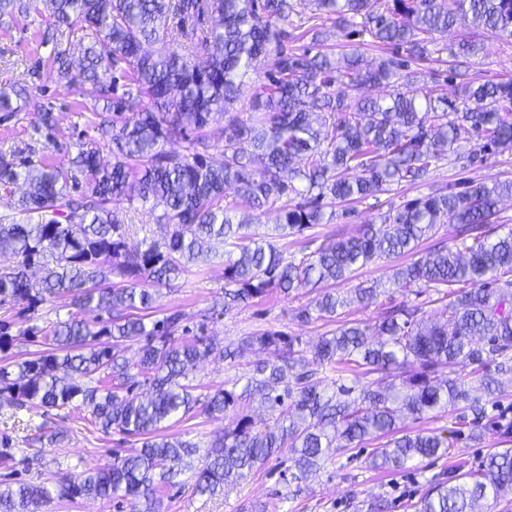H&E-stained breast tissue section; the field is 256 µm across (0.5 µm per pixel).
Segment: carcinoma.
Listing matches in <instances>:
<instances>
[{"label":"carcinoma","mask_w":512,"mask_h":512,"mask_svg":"<svg viewBox=\"0 0 512 512\" xmlns=\"http://www.w3.org/2000/svg\"><path fill=\"white\" fill-rule=\"evenodd\" d=\"M32 11L45 23L47 43L59 33H80L71 47L55 42L50 78L106 101L97 131L110 154L85 137L67 162L46 163L36 144L55 118L45 110L30 142L12 151L19 162L0 155V190L25 186L17 212L0 215V254L15 259L0 269V306L33 310L67 298L83 313L53 324L49 350L0 361V410L81 405L97 429L142 442L105 471L0 489V512L80 497H121L155 512L188 459L199 463L195 491L212 496L283 448L296 483L364 442H380L369 458L374 469L448 453L440 433H400L405 414H449L470 439L484 434L487 407L503 397L500 377L512 375V228L495 237L479 228L512 199V180L437 188L390 209L381 224H365L298 260L235 221V212L275 209L274 231L298 235L332 222L338 207L346 215L349 203L426 184L461 142L478 146L473 160L512 151V80L467 73L466 59L481 50L478 40L448 50L433 39L459 25L512 42V0H0V18ZM327 20L347 37H368L366 45L385 54L368 63L356 48L336 59L286 46L303 27L319 36ZM435 53L448 54L450 78L461 86L457 100L426 84L410 88L409 64ZM258 70L264 81L244 117L234 104L243 77ZM38 77L36 68L1 87L0 112L27 103ZM381 84L393 87L384 98L360 94ZM215 112L224 114V126H210ZM173 141L183 150L165 149ZM215 148L224 156L218 165L208 160ZM123 202L132 214L147 205L161 209L155 221L169 227V236L132 240L118 209ZM447 223L456 225L453 245L436 243L393 272L398 290L438 294L430 322L419 306L403 304L374 325L342 323L309 350L297 336L261 330L231 351L202 333L176 337L190 332L179 310L149 324L136 316L153 308L160 286L207 257L213 240L231 247L224 260L227 311L414 253ZM33 266L44 272L38 282L27 273ZM113 277L122 284L105 286ZM379 293L376 282L350 297L325 291L297 317L334 319ZM137 339L142 345L129 358L128 342ZM245 351H272L276 360L256 363L239 394H195L190 375L202 360ZM324 368L336 373L330 390L322 386ZM256 397L272 414L263 430L243 407ZM198 407L233 416L202 456L195 443L163 434L167 422ZM39 430L19 460L12 438L0 436V466L39 467L36 444L63 439L45 424ZM508 494L512 448L478 470L430 484L417 507L475 512L479 501Z\"/></svg>","instance_id":"1"}]
</instances>
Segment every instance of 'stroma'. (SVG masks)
<instances>
[{"mask_svg":"<svg viewBox=\"0 0 512 512\" xmlns=\"http://www.w3.org/2000/svg\"><path fill=\"white\" fill-rule=\"evenodd\" d=\"M51 51V45L41 41L37 16L0 19V86L33 66L48 69ZM467 69L481 79L512 78V47L496 37H485L483 50L468 59ZM43 83L44 91L34 92L21 111L9 115L0 112V152L11 153L27 139L39 112L49 108L56 122L44 153L49 161L64 162L74 154L79 138L94 135L96 104L51 78H44ZM471 150V144H459L457 156L449 158L444 168L433 173L430 185L402 186L395 195L367 199L354 204L348 217L316 225L300 235L277 239L276 244L285 257L298 258L309 243L320 245L336 235L355 233L361 225L379 223L390 203L399 204L428 193L430 186L454 185L464 180L490 184L512 179V152L488 154L471 165H463L462 156ZM225 251L224 244H215L207 261L192 267L171 286L160 288L157 307L151 310L150 319L160 318L168 310L182 311L190 329L205 326L207 336L230 347L237 346L239 339L251 332L267 329L300 337L308 348L333 330L334 324L330 322L303 323L297 319V311L317 296L316 291L308 288L288 295L275 293L256 298L222 312ZM393 269V261L382 259L337 282L336 292L345 297L351 296L354 288L365 281L387 286L386 293L368 306L344 308L339 320L373 323L387 308L404 303L419 306L423 318L431 319L436 308L433 292L415 294L389 288L387 282ZM74 312V306L64 298L41 305L33 312L20 306L7 311L0 309V320L12 325L11 332L17 337L15 351L34 353L44 350L43 339H21V331L31 325L50 328L53 322L67 319ZM273 358V353L267 351L248 352L232 360L212 356L199 364L193 383L201 394L218 388L238 391L255 361ZM90 418V413L80 407L66 410L32 407L14 414L0 412V435L11 436L18 450H25L27 439L34 437L42 424H49L63 434L61 442L43 444L42 466L36 471L21 472L18 474L21 479L37 483L68 473L105 469L111 466L115 454L126 455L139 447L136 437L115 430L101 433L91 425ZM230 422V416H211L196 410L171 421L166 433L205 449L216 436L223 434ZM402 428L408 433L435 432L447 436L450 443L447 455L419 459L397 471L374 470L366 463L372 446L365 443L353 448L340 466L326 465L298 486L290 479L288 456L283 453L254 469L246 479L228 485L222 495L215 497L196 494L190 474H181L178 485L165 491L156 512H368L369 503L378 500L386 503L385 512H417L415 505L428 480H444L454 473L476 469L489 454L512 444L494 427L488 428L479 441L456 435L449 418L432 414L406 417Z\"/></svg>","mask_w":512,"mask_h":512,"instance_id":"stroma-1","label":"stroma"}]
</instances>
